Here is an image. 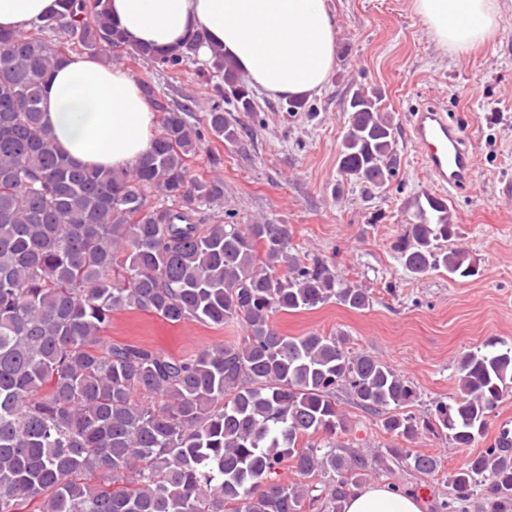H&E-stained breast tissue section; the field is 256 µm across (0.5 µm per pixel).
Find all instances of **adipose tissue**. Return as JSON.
Returning <instances> with one entry per match:
<instances>
[{"label": "adipose tissue", "mask_w": 512, "mask_h": 512, "mask_svg": "<svg viewBox=\"0 0 512 512\" xmlns=\"http://www.w3.org/2000/svg\"><path fill=\"white\" fill-rule=\"evenodd\" d=\"M57 0H0V29L24 33L57 10ZM426 32L464 55L491 40L498 0H412ZM114 22L131 42L170 48L203 28L239 71L272 97L319 92L333 68L334 19L326 0H110ZM43 123L81 165L125 168L150 150L156 114L138 81L119 66L72 55L44 88ZM343 512H423L414 493L387 485L349 492Z\"/></svg>", "instance_id": "ef3b65f1"}]
</instances>
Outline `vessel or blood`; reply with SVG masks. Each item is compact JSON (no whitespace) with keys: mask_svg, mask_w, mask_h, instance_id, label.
<instances>
[{"mask_svg":"<svg viewBox=\"0 0 512 512\" xmlns=\"http://www.w3.org/2000/svg\"><path fill=\"white\" fill-rule=\"evenodd\" d=\"M409 136L440 197L469 189L475 172L472 141L440 105L425 102L409 115Z\"/></svg>","mask_w":512,"mask_h":512,"instance_id":"1","label":"vessel or blood"}]
</instances>
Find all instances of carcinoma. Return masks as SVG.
Wrapping results in <instances>:
<instances>
[{
  "label": "carcinoma",
  "instance_id": "obj_1",
  "mask_svg": "<svg viewBox=\"0 0 512 512\" xmlns=\"http://www.w3.org/2000/svg\"><path fill=\"white\" fill-rule=\"evenodd\" d=\"M61 34L90 55L171 71L208 41L198 30L167 50L133 45L108 0H59L29 32L0 31V512H342L368 459L330 441L299 446L345 430L338 389L400 439L423 428L470 448L485 437L512 383V345L464 353L459 394L419 423L405 411L416 387L386 363L350 351L342 335L290 337L272 325L279 312L332 301L364 309L366 289L332 262L292 253L286 224L202 223L224 184L191 177L187 162L208 135L236 140L224 107L255 111L223 49L205 62L217 101L203 117L169 107L143 80L162 113L151 150L129 168L95 169L63 153L42 123L43 87L66 57ZM395 146L381 94L356 90L342 179L386 188ZM414 208L394 244L404 268L475 275L466 249L444 247L459 236L448 205L423 193ZM133 309L172 324L236 323L245 335L178 357L104 345L112 313ZM391 452L419 473L437 468L431 456ZM289 460L305 481L278 480ZM104 471L112 477L96 480ZM484 482L491 512H512V456L497 444L453 474L455 499Z\"/></svg>",
  "mask_w": 512,
  "mask_h": 512
}]
</instances>
